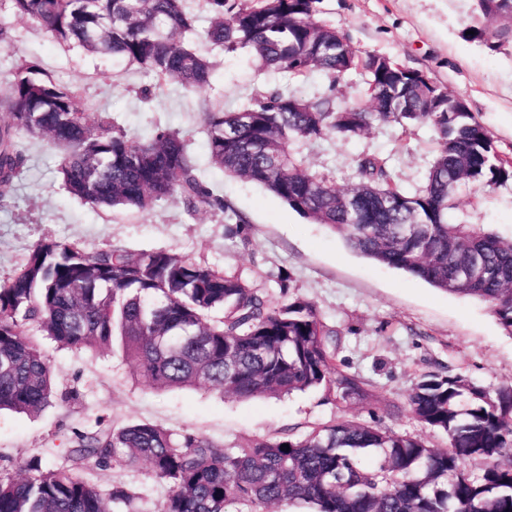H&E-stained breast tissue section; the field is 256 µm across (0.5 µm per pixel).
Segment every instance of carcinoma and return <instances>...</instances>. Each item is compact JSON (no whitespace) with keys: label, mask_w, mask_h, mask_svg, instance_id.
<instances>
[{"label":"carcinoma","mask_w":512,"mask_h":512,"mask_svg":"<svg viewBox=\"0 0 512 512\" xmlns=\"http://www.w3.org/2000/svg\"><path fill=\"white\" fill-rule=\"evenodd\" d=\"M9 2L14 15L56 40L135 64L160 85L200 91L210 84L212 63L191 43L197 17L184 0ZM205 2V37L225 52L247 49L293 79L315 70L335 80L357 73L372 101L369 109L338 107L276 88L237 111H206L210 161L327 225L352 252L485 301L512 335V241L455 219L462 187L512 181V158L499 154L472 112L449 111L458 97L421 72L355 50L318 18L320 0ZM476 2L487 25L473 37L491 49L496 40L512 43V25L498 23L512 13V0ZM0 109L11 119L0 126V209L28 162L23 138L33 137L62 152L65 188L92 205L146 211L178 195L191 212L217 209L224 223H245L199 179L176 132L157 128L132 140L107 117L92 123L79 95L35 63L16 69ZM375 123L405 136L423 125L435 131L437 154L420 190L395 182L382 156L359 158L358 182L347 190L306 167L300 144L352 139ZM30 324L62 347L109 352L119 345L134 375L158 390L217 388L247 400L321 389L338 404L371 397L369 382L338 359L340 332L313 303L291 296L272 305L241 278L167 250L114 245L87 253L37 244L0 284V412L37 415L56 398ZM408 405L419 423L447 434L446 447L350 419L233 446L151 421L114 427L99 419L58 452L101 470L147 464L169 487L157 512H269L282 503L313 512H512V384L491 392L458 374L428 372ZM471 460L482 461L479 473L466 470ZM135 500L121 483L103 496L68 466L37 461L20 479L0 476V512H135Z\"/></svg>","instance_id":"obj_1"}]
</instances>
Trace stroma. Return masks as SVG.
I'll return each instance as SVG.
<instances>
[{"label":"stroma","instance_id":"1","mask_svg":"<svg viewBox=\"0 0 512 512\" xmlns=\"http://www.w3.org/2000/svg\"><path fill=\"white\" fill-rule=\"evenodd\" d=\"M474 5L475 0H321L319 17L360 51L419 70L463 98L498 151L512 157V44L493 51L470 37L480 23ZM0 24L11 37L10 46L0 48V96L8 93L18 66L33 61L78 91L89 120L111 117L116 129L136 140L156 127L171 129L196 158L201 180L246 220L243 234H231L223 213L188 212L177 196L143 212L92 206L67 192L58 172L60 151L37 139L11 205L0 210V284L45 240L75 244L88 253L114 245L172 251L241 277L272 303L285 302L290 294L313 302L322 319L340 331V356L350 371L372 386L363 406L336 404L320 391L249 400L191 388L157 391L133 376L121 350L60 348L45 339L41 347L58 391L77 389L81 399L76 405L55 401L36 416L1 414L0 475L25 476L36 459L46 465L61 462L58 447L74 430L95 429L100 418L116 426L148 420L227 446L300 436L316 424L355 419L443 447L446 436L421 426L409 411L408 395L418 374L447 370L490 390L512 383V335L487 304L356 255L327 226L299 215L259 185L226 176L209 161L205 108L233 111L255 92L283 85L308 100L332 97L342 106L368 108L372 102L360 76L334 81L314 71L288 82L280 73L260 69L248 51L228 54L198 37L196 49L214 67L209 88L196 92L176 82L156 84L126 62L58 42L14 16L6 0H0ZM436 146L430 127L404 138L397 127L376 124L352 140L331 135L301 145L300 151L310 170L328 175L340 189L356 183L360 157H386L396 181L414 191L425 184ZM457 217L512 240V182L462 190ZM77 474L105 495L115 483L127 485L138 494L137 512H156L169 492L144 465L102 470L89 463Z\"/></svg>","mask_w":512,"mask_h":512}]
</instances>
